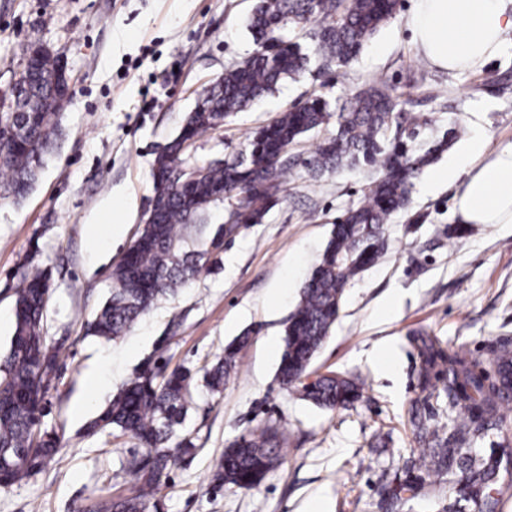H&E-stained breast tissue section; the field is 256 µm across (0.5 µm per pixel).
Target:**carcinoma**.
Segmentation results:
<instances>
[{"instance_id":"obj_1","label":"carcinoma","mask_w":512,"mask_h":512,"mask_svg":"<svg viewBox=\"0 0 512 512\" xmlns=\"http://www.w3.org/2000/svg\"><path fill=\"white\" fill-rule=\"evenodd\" d=\"M398 5L399 0H256L248 20L254 52L204 91L179 133L158 153L149 215L108 275L110 296L88 323V334L106 341L125 336L160 299L197 276L208 251L189 249V241L201 232L200 221L211 205L225 202L227 236L263 223L286 190L289 151L333 118L334 132L302 160L303 167L315 179L364 167L375 178L363 198L333 225L285 322L278 380L325 410L346 408L361 398L362 383L339 374L309 382L308 368L340 316L347 286L384 254L385 224L408 207L412 179L461 137L462 127L457 124L422 147L415 143L421 115L400 111L395 88L385 83L356 91L338 109L324 96L311 94L255 130L236 155L202 165L200 177L176 179L173 173L185 165L186 144L246 111L311 62L320 68L350 63ZM64 72L63 54L45 55L27 82L24 104L32 105L31 111L0 112V188L16 200L32 188L61 136L57 89ZM51 288L46 270L23 267L15 332L0 356V488L27 480L58 453L57 437L38 430L37 417L58 371V351L43 335ZM249 336L247 330L235 338L205 370L203 379L212 393L223 391ZM420 356L423 389H429L431 375L442 376L448 408L458 416L449 427L418 425L428 448L406 465L437 477L461 474L459 498L441 512H459L462 499L478 512H498L500 466L512 452L493 448L485 456L471 443L512 416V342L505 340L491 355L479 357L462 349L446 353L430 338L422 340ZM193 378L182 365H147L96 417L92 431L110 427L135 441L130 457L114 474L116 479L122 474L132 477L135 489L100 502L97 512H159L156 495L166 485L175 453L190 456L196 451L192 439L177 430L191 405ZM287 442V434L275 423L239 436L216 461L212 482L241 490L257 487L282 465ZM417 490L412 481L385 483L379 512H388L393 503Z\"/></svg>"}]
</instances>
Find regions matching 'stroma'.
I'll return each instance as SVG.
<instances>
[{
  "label": "stroma",
  "instance_id": "obj_1",
  "mask_svg": "<svg viewBox=\"0 0 512 512\" xmlns=\"http://www.w3.org/2000/svg\"><path fill=\"white\" fill-rule=\"evenodd\" d=\"M415 0L395 15L345 67H310L253 109L226 120L186 151L187 166L234 154L249 131L311 92L341 103L357 88L386 83L404 111L427 120L429 142L452 124L481 132L488 151L512 144V36L475 71L447 72L416 51L407 27ZM254 0H0V91L28 43L62 52L72 82L63 136L21 200L0 197V353L14 332V310L27 257L52 274L44 317L59 372L45 396L42 430L59 452L27 482L0 488V512H96L128 494L113 480L133 444L88 424L146 363L182 365L195 375L184 432L198 448L177 461L162 487L160 512H374L383 479L405 477V461L423 444L412 421L447 422L446 399L418 386L421 337L444 351L488 355L512 337V224L460 225L459 183H436L434 168L459 158L455 142L411 188L409 211L386 226L387 252L347 288L340 318L312 361L366 379L355 408L321 409L277 378L285 321L323 252L331 229L358 203L373 175L366 169L313 179L304 167L263 223L218 236L224 205L207 211L201 238L209 262L189 284L162 299L126 336L104 341L86 323L109 296V271L148 216L157 151L174 138L197 94L254 50L247 15ZM122 224L120 236L91 252L94 224ZM250 331L242 364L220 395L202 373L225 346ZM98 386L87 381L89 369ZM275 422L288 432L282 466L245 491L214 486L213 461L234 438ZM457 483L427 479L395 512H438Z\"/></svg>",
  "mask_w": 512,
  "mask_h": 512
}]
</instances>
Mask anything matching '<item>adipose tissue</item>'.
<instances>
[{"label": "adipose tissue", "mask_w": 512, "mask_h": 512, "mask_svg": "<svg viewBox=\"0 0 512 512\" xmlns=\"http://www.w3.org/2000/svg\"><path fill=\"white\" fill-rule=\"evenodd\" d=\"M414 45L431 65L476 70L512 34V0H417L407 20ZM435 181L461 182L457 215L464 224H512V144L487 153L483 134Z\"/></svg>", "instance_id": "adipose-tissue-1"}]
</instances>
